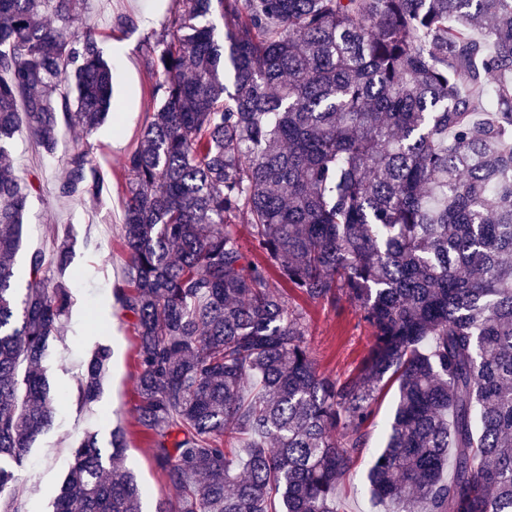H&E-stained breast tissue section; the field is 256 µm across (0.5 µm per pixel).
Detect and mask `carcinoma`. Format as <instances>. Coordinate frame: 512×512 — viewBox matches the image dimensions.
<instances>
[{
	"label": "carcinoma",
	"mask_w": 512,
	"mask_h": 512,
	"mask_svg": "<svg viewBox=\"0 0 512 512\" xmlns=\"http://www.w3.org/2000/svg\"><path fill=\"white\" fill-rule=\"evenodd\" d=\"M88 4L0 0V158L24 130L51 154L62 127L107 119ZM153 38L115 299L139 338L137 423L176 495L157 512H340L388 374L372 500L512 512V0H176ZM37 180L0 165V493L53 424L42 362L72 305L65 241L29 253L15 288ZM104 180L86 142L57 190L94 202ZM282 279L359 309L356 372H319ZM110 357L92 353L81 403ZM124 450L85 439L53 512H143Z\"/></svg>",
	"instance_id": "1"
}]
</instances>
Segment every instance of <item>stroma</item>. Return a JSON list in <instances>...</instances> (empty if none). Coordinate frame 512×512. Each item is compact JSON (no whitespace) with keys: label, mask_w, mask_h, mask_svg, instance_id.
<instances>
[{"label":"stroma","mask_w":512,"mask_h":512,"mask_svg":"<svg viewBox=\"0 0 512 512\" xmlns=\"http://www.w3.org/2000/svg\"><path fill=\"white\" fill-rule=\"evenodd\" d=\"M172 0H92L90 19L107 60L125 55L113 97L120 105L117 116L108 117L92 137L71 128L60 137L53 154H45L27 135H20L9 163L17 175L37 170L42 175L40 193L29 196L25 216L22 253L35 249L51 251L55 242L68 238L75 275L70 286L73 303L63 329L51 336L42 366L52 389L60 390L53 425L30 448L18 476L28 512H52V498L73 461L75 449L87 435H95L102 449H109L112 434L124 431L125 463L137 480L150 490L143 512H155L169 502L174 492L155 466L150 441L135 420L139 339L131 318L123 315L114 298L115 285L128 275L127 253L121 245L125 197L121 187L128 179L122 167L124 156L137 142V131L154 106L148 39L167 20ZM124 15L132 25L120 31L116 16ZM89 140L103 163L109 189L95 204L59 197V177L72 147ZM291 302L307 316L310 346L320 373L350 374L366 355L370 332L359 311L349 303L338 307L315 304L300 297ZM111 352L108 375L98 400L81 405L78 383L85 364L97 347ZM398 400L396 384H387L379 395L376 416L367 448L357 467L339 487L343 512H375L365 474L385 442L384 426L393 416Z\"/></svg>","instance_id":"obj_1"}]
</instances>
